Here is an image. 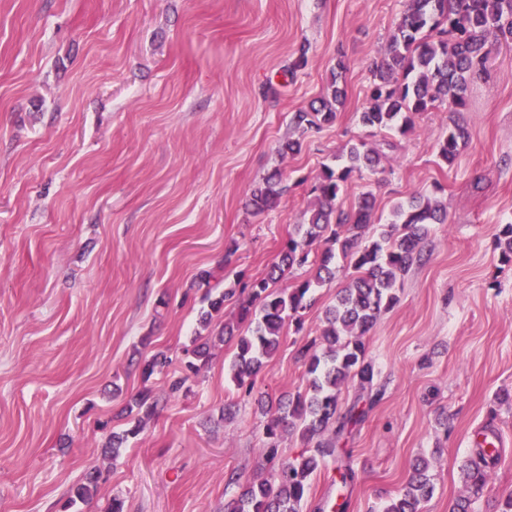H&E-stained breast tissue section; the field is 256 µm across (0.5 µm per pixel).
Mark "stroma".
I'll return each instance as SVG.
<instances>
[{
	"mask_svg": "<svg viewBox=\"0 0 512 512\" xmlns=\"http://www.w3.org/2000/svg\"><path fill=\"white\" fill-rule=\"evenodd\" d=\"M406 0H0V512H224L259 477L260 398L304 390L299 349L349 282L344 263L314 289L303 328L238 390L235 342L168 400L118 460L103 454L117 415L150 384L135 362L158 351L182 367L202 335L207 293L237 273L264 277L302 223L323 166L351 140L380 148L376 172L339 198L372 191L378 238L395 203L434 195L424 259L399 301L364 337L383 397L339 443L356 473L347 512H381L426 459L425 512L465 495L460 466L479 433L504 446L473 512L512 492V264L495 237L512 223V47L469 86L471 139L453 167L433 149L451 103L415 117L412 132L361 126L374 62ZM347 98L333 124L307 130L298 155L277 147L293 112L327 95L337 60ZM280 170L286 191L255 215L251 190ZM213 278L197 286L199 271ZM104 475L87 502L72 487Z\"/></svg>",
	"mask_w": 512,
	"mask_h": 512,
	"instance_id": "obj_1",
	"label": "stroma"
}]
</instances>
